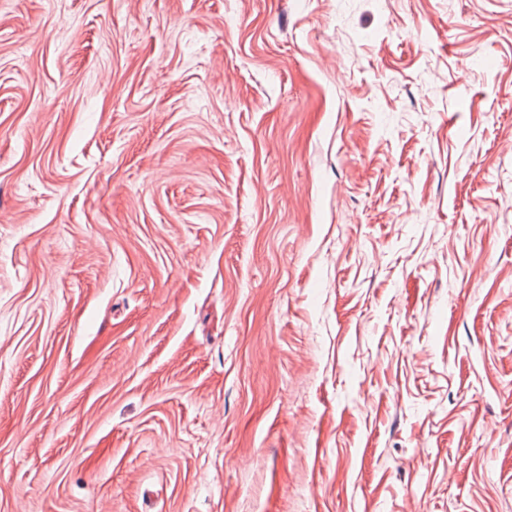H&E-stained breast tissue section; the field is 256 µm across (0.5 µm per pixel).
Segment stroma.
Instances as JSON below:
<instances>
[{
    "label": "stroma",
    "instance_id": "1",
    "mask_svg": "<svg viewBox=\"0 0 512 512\" xmlns=\"http://www.w3.org/2000/svg\"><path fill=\"white\" fill-rule=\"evenodd\" d=\"M0 512H512V0H0Z\"/></svg>",
    "mask_w": 512,
    "mask_h": 512
}]
</instances>
